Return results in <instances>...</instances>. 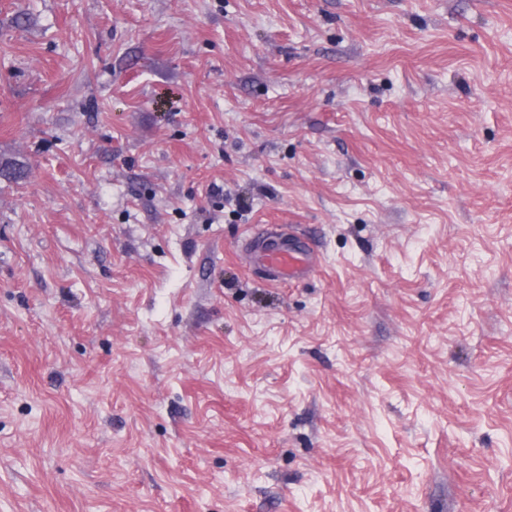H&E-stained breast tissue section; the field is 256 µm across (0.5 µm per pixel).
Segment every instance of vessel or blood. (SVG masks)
Returning <instances> with one entry per match:
<instances>
[{"label": "vessel or blood", "instance_id": "b4317fda", "mask_svg": "<svg viewBox=\"0 0 512 512\" xmlns=\"http://www.w3.org/2000/svg\"><path fill=\"white\" fill-rule=\"evenodd\" d=\"M255 250L270 284L299 281L312 269L311 253L302 238H291L278 232L273 239L257 241Z\"/></svg>", "mask_w": 512, "mask_h": 512}]
</instances>
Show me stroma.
I'll use <instances>...</instances> for the list:
<instances>
[{
  "instance_id": "1",
  "label": "stroma",
  "mask_w": 512,
  "mask_h": 512,
  "mask_svg": "<svg viewBox=\"0 0 512 512\" xmlns=\"http://www.w3.org/2000/svg\"><path fill=\"white\" fill-rule=\"evenodd\" d=\"M0 162V512H512V0H0ZM274 240H258L257 260L265 269L271 285L300 281L312 270L308 245L301 237L288 238V233L275 232Z\"/></svg>"
}]
</instances>
